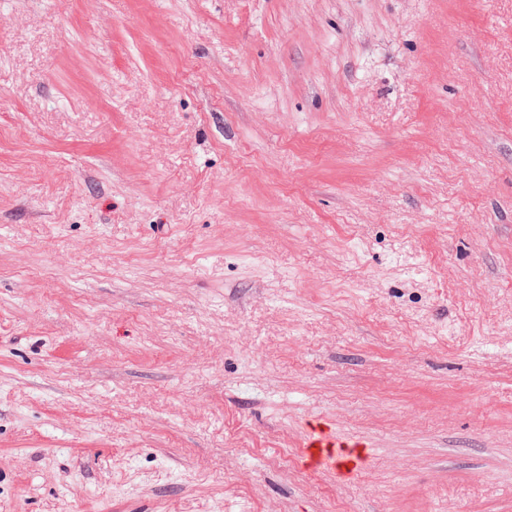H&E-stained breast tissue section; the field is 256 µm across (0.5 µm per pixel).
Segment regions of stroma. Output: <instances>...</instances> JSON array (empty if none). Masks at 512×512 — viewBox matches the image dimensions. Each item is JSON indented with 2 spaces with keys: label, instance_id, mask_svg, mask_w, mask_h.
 Here are the masks:
<instances>
[{
  "label": "stroma",
  "instance_id": "35a3bbf8",
  "mask_svg": "<svg viewBox=\"0 0 512 512\" xmlns=\"http://www.w3.org/2000/svg\"><path fill=\"white\" fill-rule=\"evenodd\" d=\"M0 512H512V0H0Z\"/></svg>",
  "mask_w": 512,
  "mask_h": 512
}]
</instances>
